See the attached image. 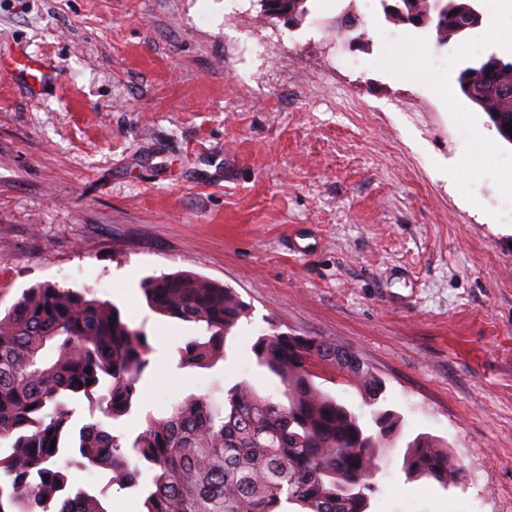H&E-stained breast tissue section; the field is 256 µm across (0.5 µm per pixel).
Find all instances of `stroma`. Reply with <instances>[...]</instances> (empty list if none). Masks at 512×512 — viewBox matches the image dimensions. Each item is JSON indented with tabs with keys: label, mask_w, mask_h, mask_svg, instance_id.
I'll list each match as a JSON object with an SVG mask.
<instances>
[{
	"label": "stroma",
	"mask_w": 512,
	"mask_h": 512,
	"mask_svg": "<svg viewBox=\"0 0 512 512\" xmlns=\"http://www.w3.org/2000/svg\"><path fill=\"white\" fill-rule=\"evenodd\" d=\"M309 7L291 28L259 0H0V309L49 282L144 332L126 441L217 384L281 398L253 343L324 337L402 419L371 512H512V144L438 93L461 68L447 47L392 48L380 0ZM346 12L359 39L340 48ZM21 51L51 74L40 91L11 70ZM175 272L249 307L213 368L179 367L196 328L139 288ZM419 433L447 443L455 485L406 479Z\"/></svg>",
	"instance_id": "1"
}]
</instances>
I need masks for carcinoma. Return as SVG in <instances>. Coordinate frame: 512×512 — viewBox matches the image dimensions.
Returning a JSON list of instances; mask_svg holds the SVG:
<instances>
[{
    "instance_id": "cac0c4a2",
    "label": "carcinoma",
    "mask_w": 512,
    "mask_h": 512,
    "mask_svg": "<svg viewBox=\"0 0 512 512\" xmlns=\"http://www.w3.org/2000/svg\"><path fill=\"white\" fill-rule=\"evenodd\" d=\"M267 14L299 24L308 0H261ZM408 28L430 29L440 45L482 23L475 0H381ZM461 92L512 143V61L494 54L462 68ZM157 314L202 335L178 347L179 365L211 369L228 336L248 316L231 288L189 273L146 278ZM259 367L277 377L283 399L246 380L224 398L195 395L159 416L130 444L111 423L138 407L150 366L144 333L119 308L88 292L36 284L0 315V512H108L104 492L73 484L99 471L105 488L142 496V512H368L387 469L386 448L401 437V416L380 407L384 382L348 348L319 336L272 330L253 345ZM332 366L356 384L370 419L325 393L314 369ZM86 402L91 421L76 420ZM409 480L443 487L459 468L448 446L427 433L406 442Z\"/></svg>"
}]
</instances>
